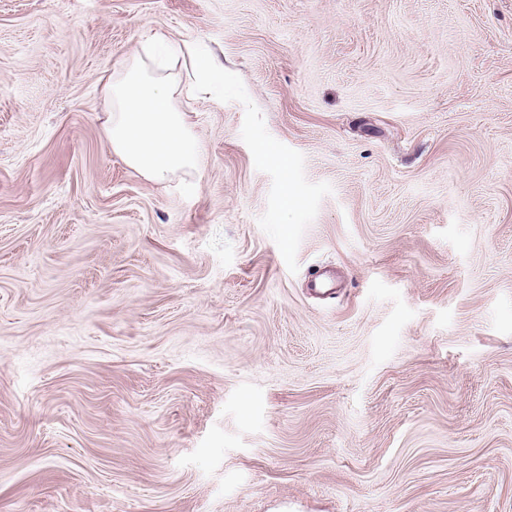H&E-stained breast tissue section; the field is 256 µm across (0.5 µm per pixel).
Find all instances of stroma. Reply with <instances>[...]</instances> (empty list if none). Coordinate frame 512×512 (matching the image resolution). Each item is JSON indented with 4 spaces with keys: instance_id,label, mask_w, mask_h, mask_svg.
<instances>
[{
    "instance_id": "stroma-1",
    "label": "stroma",
    "mask_w": 512,
    "mask_h": 512,
    "mask_svg": "<svg viewBox=\"0 0 512 512\" xmlns=\"http://www.w3.org/2000/svg\"><path fill=\"white\" fill-rule=\"evenodd\" d=\"M0 512H512V0H0ZM134 55L123 62L108 85L110 112L105 133L112 151L155 182L193 169L196 140L182 112L175 109L178 83L160 72L168 62Z\"/></svg>"
}]
</instances>
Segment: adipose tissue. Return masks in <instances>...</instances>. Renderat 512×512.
Wrapping results in <instances>:
<instances>
[{"mask_svg":"<svg viewBox=\"0 0 512 512\" xmlns=\"http://www.w3.org/2000/svg\"><path fill=\"white\" fill-rule=\"evenodd\" d=\"M166 62L133 56L108 85L110 112L105 133L115 154L155 182L193 169L197 143L174 98L176 78Z\"/></svg>","mask_w":512,"mask_h":512,"instance_id":"obj_1","label":"adipose tissue"}]
</instances>
